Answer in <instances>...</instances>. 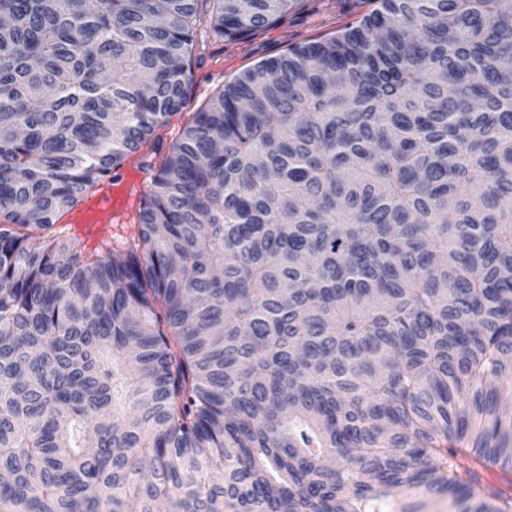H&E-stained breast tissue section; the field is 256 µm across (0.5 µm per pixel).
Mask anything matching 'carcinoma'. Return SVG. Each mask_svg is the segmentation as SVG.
I'll list each match as a JSON object with an SVG mask.
<instances>
[{"label":"carcinoma","mask_w":512,"mask_h":512,"mask_svg":"<svg viewBox=\"0 0 512 512\" xmlns=\"http://www.w3.org/2000/svg\"><path fill=\"white\" fill-rule=\"evenodd\" d=\"M294 2L0 0V512H512V0H380L184 111ZM76 214L80 215L78 218V221L83 224H86V225H83V227H84L83 236L90 241H92L93 239L98 240L101 237L103 230L106 228V225H108V226L110 225V224H106V225L102 224L101 221L97 217H94L92 215L90 208L85 213L83 211L71 213L68 216V219H69L68 224H74L76 222V219H75Z\"/></svg>","instance_id":"obj_1"}]
</instances>
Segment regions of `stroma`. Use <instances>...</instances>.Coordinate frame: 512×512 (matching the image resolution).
Wrapping results in <instances>:
<instances>
[{
    "label": "stroma",
    "instance_id": "35a3bbf8",
    "mask_svg": "<svg viewBox=\"0 0 512 512\" xmlns=\"http://www.w3.org/2000/svg\"><path fill=\"white\" fill-rule=\"evenodd\" d=\"M378 0H301L266 28L236 40L214 42L193 68V91L203 98L254 65L282 54L289 46L323 41L356 26Z\"/></svg>",
    "mask_w": 512,
    "mask_h": 512
}]
</instances>
